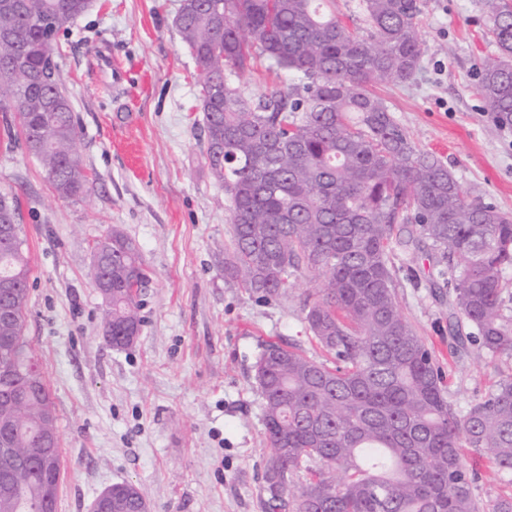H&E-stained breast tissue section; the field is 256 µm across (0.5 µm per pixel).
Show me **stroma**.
<instances>
[{
    "mask_svg": "<svg viewBox=\"0 0 512 512\" xmlns=\"http://www.w3.org/2000/svg\"><path fill=\"white\" fill-rule=\"evenodd\" d=\"M180 0H92L59 37L55 59L77 120L76 150L92 180L60 197L25 148L16 113L0 112V195L17 199L31 261L24 334L57 416V512H90L117 482L149 512H268L269 455L254 363L269 341L324 353L305 323L317 274L287 299L263 301L224 280L231 223L211 177L195 63L174 25ZM481 0H427L426 53L407 83H375L397 120L474 197L512 213V126L481 110L478 67L492 47ZM120 229L149 272L142 326L123 349L102 337L104 306L86 277L95 242ZM397 301L465 412L512 362L480 360L449 331L458 315L431 262L396 253Z\"/></svg>",
    "mask_w": 512,
    "mask_h": 512,
    "instance_id": "1",
    "label": "stroma"
}]
</instances>
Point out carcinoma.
I'll use <instances>...</instances> for the list:
<instances>
[{"mask_svg": "<svg viewBox=\"0 0 512 512\" xmlns=\"http://www.w3.org/2000/svg\"><path fill=\"white\" fill-rule=\"evenodd\" d=\"M92 0H0V112H15L29 152L59 196L80 198L89 178L54 60L57 35ZM493 47L480 67L482 112L512 125V0H483ZM425 0H359L362 36L336 0H181L174 24L201 77L205 159L224 186L233 235L224 279L263 300L288 296L303 269L317 272L305 315L331 359L268 342L255 380L271 452L264 480L274 512H512V497L484 501L462 450L486 458L512 484V375L461 415L435 355L396 300L391 256L424 250L480 359H512V214L473 198L421 149L368 85L413 80L424 47ZM280 81L259 96L244 81L258 65ZM17 200L0 196V282L12 285L0 316V447L32 459L57 438L56 413L24 336L30 258ZM107 280L101 330L114 348L139 335L137 295L148 275L139 247L117 229L98 240ZM306 471L296 484L293 476ZM61 451L9 474L0 512L57 504ZM146 505L140 488L112 485V512Z\"/></svg>", "mask_w": 512, "mask_h": 512, "instance_id": "cac0c4a2", "label": "carcinoma"}]
</instances>
